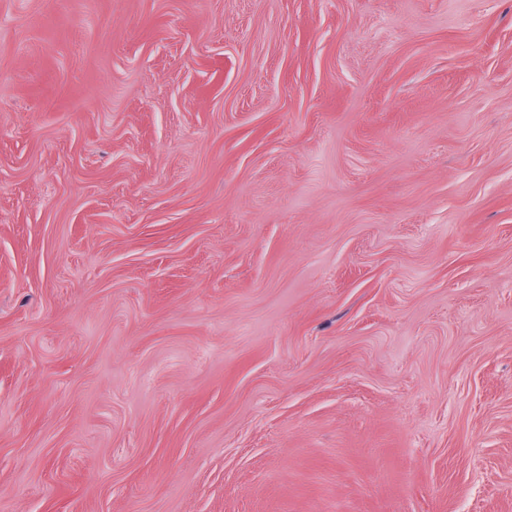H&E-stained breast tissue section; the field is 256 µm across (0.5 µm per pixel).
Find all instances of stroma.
I'll use <instances>...</instances> for the list:
<instances>
[{
    "label": "stroma",
    "mask_w": 512,
    "mask_h": 512,
    "mask_svg": "<svg viewBox=\"0 0 512 512\" xmlns=\"http://www.w3.org/2000/svg\"><path fill=\"white\" fill-rule=\"evenodd\" d=\"M0 512H512V0H0Z\"/></svg>",
    "instance_id": "stroma-1"
}]
</instances>
